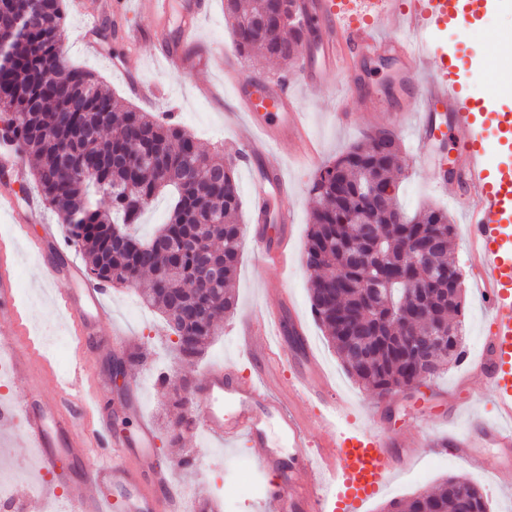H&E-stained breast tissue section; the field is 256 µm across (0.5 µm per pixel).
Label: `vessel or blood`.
Returning <instances> with one entry per match:
<instances>
[{
    "mask_svg": "<svg viewBox=\"0 0 512 512\" xmlns=\"http://www.w3.org/2000/svg\"><path fill=\"white\" fill-rule=\"evenodd\" d=\"M495 0H382L381 8L362 20L346 18L338 0H296L305 24L318 32L297 61L294 70L275 80L233 75L232 86L241 109L224 115L225 124L245 125L249 134L237 154L252 169L251 195L256 212L252 227L255 248L271 264L288 261V213L276 200L289 190L281 151L291 147L296 155L312 153L301 91L316 89L328 72L346 76L347 89L337 98V115L346 117L350 102L370 113L394 109L400 127L414 134V155L422 167L429 156L437 127L448 125L455 137L462 163L454 179L435 177L439 189L456 181L465 198L464 224L471 251L482 270L479 286L492 329L486 337L481 366L494 395L497 416L483 420L464 434L449 433L447 451L465 468L503 478L512 460V110L497 108L495 100L469 96L461 78L455 52L436 51L433 33L453 29L466 37L474 20L490 11ZM137 10L149 17L151 29L128 28L126 41L152 38L164 60L193 72L203 65L205 46L197 41L198 26L210 11L208 0H182L178 37H170L166 21L172 0H137ZM404 32L403 40L387 39V32ZM394 60L396 84L403 95L387 103L361 72L364 62ZM8 212L21 237L38 223L42 236L30 244L39 259L55 247V227L43 223L37 199L18 208L13 195L0 192V212ZM280 226L270 236L269 222ZM71 287L55 297L78 341L79 363L59 374L30 336L26 318L17 304L15 242L0 237V313L11 319L7 341L0 352L13 370L30 381L50 377L57 393L43 398L25 393L21 402L0 400V426H9L23 413L24 443L36 449L43 474H55L64 464L81 463L91 452L102 462L84 471L80 481L60 487H42L43 496L65 493L78 503L80 512H184L182 491L171 468L155 453L156 433L144 419L138 402L121 403V410L135 419L137 431L129 436L113 431L102 406L85 409L84 390L102 391L103 381L86 355L118 350L141 360V345L120 327L100 335L110 312L102 284L89 280L84 271L67 265ZM288 302L258 310L239 325L237 340L249 356L253 373L241 379L228 365H215L192 385L199 402L195 425L224 447L248 441L258 448V465L273 473L267 486V512H360L362 505L380 493L394 475L412 459L405 446L392 438L359 425L344 429L338 420L347 403L335 393L327 375L311 352L302 346L295 361H288L282 334ZM313 410L302 413L301 403ZM320 431L312 441L311 431ZM279 436L290 457L272 448ZM491 444L493 453L483 451Z\"/></svg>",
    "mask_w": 512,
    "mask_h": 512,
    "instance_id": "vessel-or-blood-1",
    "label": "vessel or blood"
}]
</instances>
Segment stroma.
Instances as JSON below:
<instances>
[{"mask_svg": "<svg viewBox=\"0 0 512 512\" xmlns=\"http://www.w3.org/2000/svg\"><path fill=\"white\" fill-rule=\"evenodd\" d=\"M80 2V7L72 6L67 10L68 64L94 72L119 102L129 108L138 106L139 101L127 88L128 75L169 86L172 98L166 103V110L174 112L176 121L191 130L205 152L220 154L230 161L234 160L246 137L245 129L224 123L225 108L234 104L233 87L225 84L224 105L219 108L197 97L193 91L194 84L223 81L224 60L228 57L235 58L241 74L270 80L284 76L294 68L290 60L269 61L258 55L236 58L230 25L224 17V0H210V13L199 25V38L213 47L214 54L205 68L192 74L161 59L153 41L129 46L120 34L114 32L111 19H104L97 30L86 29L88 16L97 10L101 0ZM87 40L97 41L99 52L87 53L83 46ZM434 42L440 48H458L463 60L484 71V79L468 82L469 92L489 96L499 92L502 82L512 81V9L491 11L471 27L466 39H459L455 32L448 30L436 33ZM342 81L341 75L328 74L321 87L304 94L301 100L309 115L312 132L320 144L319 160L323 163L333 160L341 151L360 141L365 132L390 126L387 114L369 115L357 106L353 107L347 123L337 122L336 98ZM399 138L403 171L395 177V193L402 208L412 214L423 205L436 204L447 208L453 224H461L460 207L451 205L447 194L434 189L431 172L412 167L409 161L414 148L411 130H401ZM285 172L294 184V192L283 200L282 206L292 218V246L297 261L287 273L282 274L276 268L262 264L250 245H243L234 282L238 301L236 311L225 319L223 335L213 340L204 355L189 364L181 360L160 311L145 307L140 301L139 295L147 287V280H140L130 288H113L107 298L113 319L135 334L150 364L143 369L127 365L125 387L119 389L109 383L105 397L114 403L132 398L139 400L144 416L156 430L155 450L165 453L168 464L174 466V476L182 486L184 506L188 510L193 506L196 492L204 491L224 503L235 501L236 512H263L261 499L240 496L234 482L227 477L228 472L241 463L255 464L258 449L243 441L234 448L222 449L197 429L173 442L167 436L166 426L176 413L174 388L198 380L215 365L231 364L238 367L242 376H249L250 365L238 349L236 327L250 311L273 303V296L264 292L265 282L284 279L294 312L330 382L350 403L347 422L383 430L391 438L412 445L424 434L414 419L415 408L424 407L437 414L443 413L452 402L463 400L480 385L482 370L478 362L491 324L478 293L479 270L460 232L456 233L453 244L464 277V348L469 353L468 359L449 364L442 375L418 388L399 391L383 399L364 390L348 375L310 308L309 286L314 273L307 269L303 254L312 206L308 188L315 173L299 168L290 160L285 163ZM68 286L65 279H50L36 255L26 246H19L17 291L27 313L31 336L62 373L70 370L77 350L51 295ZM163 373L171 378L165 387L158 383ZM190 454L198 461L196 468H178L180 458ZM451 475L479 488L486 498L489 512H512V490H502L492 475L463 470L449 455H435L427 450L417 455L381 493L367 502L363 512H381L390 501L409 499Z\"/></svg>", "mask_w": 512, "mask_h": 512, "instance_id": "35a3bbf8", "label": "stroma"}]
</instances>
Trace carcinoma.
Wrapping results in <instances>:
<instances>
[{"label":"carcinoma","instance_id":"carcinoma-1","mask_svg":"<svg viewBox=\"0 0 512 512\" xmlns=\"http://www.w3.org/2000/svg\"><path fill=\"white\" fill-rule=\"evenodd\" d=\"M296 0H224L233 49L289 59L309 37ZM64 0H3L0 6V145L36 162L32 184L64 224L65 237L87 258L90 280L134 285L151 276L142 302L160 310L182 360L202 356L221 322L233 315L231 287L238 268L243 228L241 199L232 166L200 151L195 136L179 123L150 112L123 108L94 73L66 62ZM65 76H55L59 67ZM374 129L331 162L310 185L315 199L304 257L316 272L310 288L312 312L347 373L378 397L410 389L438 376L462 350L465 301L462 271L452 248L455 225L448 211L424 207L412 216L395 195L368 199L360 187L367 174L391 183L399 169L400 145ZM192 165L197 178H183ZM172 194L168 220L149 239L132 232L147 205ZM110 199L100 210L94 199ZM414 235L438 239L419 261L403 257L401 241ZM212 253L220 277L209 280ZM383 253L378 273L389 277L391 300L373 293L363 258ZM445 328L448 340L433 344L414 367L399 344L406 330ZM193 424L184 410L167 424L171 438ZM487 512L483 493L449 477L430 492L393 501L388 512Z\"/></svg>","mask_w":512,"mask_h":512}]
</instances>
